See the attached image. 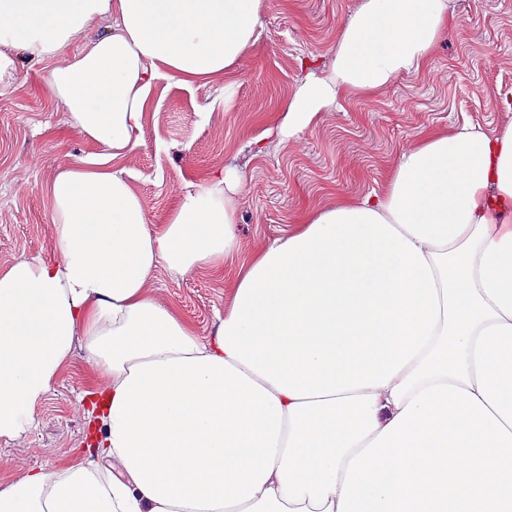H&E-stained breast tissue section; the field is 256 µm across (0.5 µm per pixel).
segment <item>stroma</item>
<instances>
[{"instance_id":"stroma-1","label":"stroma","mask_w":512,"mask_h":512,"mask_svg":"<svg viewBox=\"0 0 512 512\" xmlns=\"http://www.w3.org/2000/svg\"><path fill=\"white\" fill-rule=\"evenodd\" d=\"M362 0H264L257 40L224 74L188 84L155 81L137 146L117 161L152 223L164 221L188 184L234 169L239 248L223 273L201 266L154 269L148 294L198 334H213L239 275L276 238L315 210L380 189L419 132L469 123L492 132L512 124V0H452L448 32L418 72L371 93L338 99L300 138L275 127L297 84L320 72ZM101 17L47 62L18 57L13 89L0 96V269L57 249L47 185L62 165L100 153L51 96L47 72L110 32ZM232 98H225V91ZM99 383L75 349L38 407L36 428L0 438V486L21 471L62 469L93 439L77 398Z\"/></svg>"}]
</instances>
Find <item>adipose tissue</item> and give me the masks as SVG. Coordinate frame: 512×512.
Returning <instances> with one entry per match:
<instances>
[{"label": "adipose tissue", "instance_id": "obj_1", "mask_svg": "<svg viewBox=\"0 0 512 512\" xmlns=\"http://www.w3.org/2000/svg\"><path fill=\"white\" fill-rule=\"evenodd\" d=\"M451 0H363L277 126L417 71ZM262 0H0L43 62L93 19L112 31L47 86L101 154L47 186L58 254L0 270V437L34 427L75 345L103 376L102 436L64 469L0 487V512H512V124L425 131L381 190L308 214L240 277L200 339L147 293L161 264L223 271L240 176L189 186L151 223L114 160L161 77L233 67Z\"/></svg>", "mask_w": 512, "mask_h": 512}]
</instances>
